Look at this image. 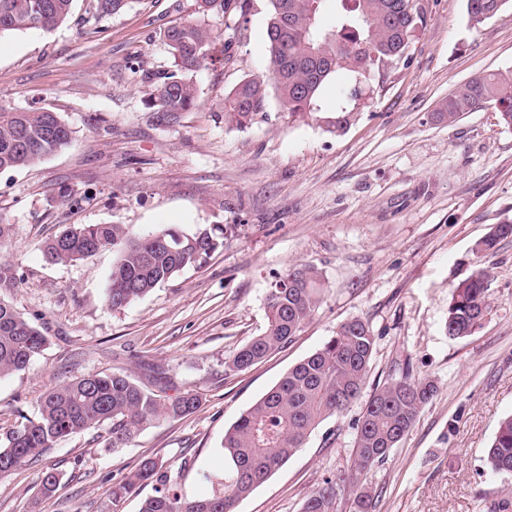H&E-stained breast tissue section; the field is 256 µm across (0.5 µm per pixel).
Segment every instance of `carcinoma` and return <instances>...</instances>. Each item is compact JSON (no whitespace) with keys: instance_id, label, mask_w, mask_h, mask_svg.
I'll return each mask as SVG.
<instances>
[{"instance_id":"carcinoma-1","label":"carcinoma","mask_w":512,"mask_h":512,"mask_svg":"<svg viewBox=\"0 0 512 512\" xmlns=\"http://www.w3.org/2000/svg\"><path fill=\"white\" fill-rule=\"evenodd\" d=\"M512 0H466L468 16L481 23ZM73 0H0V34L11 31H50L71 13ZM328 0H270L267 23L270 82L248 79L228 94L225 119L246 127L264 112L274 91L289 115L302 117L318 111L317 101L333 79L340 80L342 101L337 115L327 121L331 132L343 130L358 109L364 79L384 61L405 57L407 39L423 24L419 0H333L334 21L323 20ZM202 13L241 15L248 0H197ZM128 0H91V18L99 21L119 13ZM177 70L195 72L210 58L211 34L192 22L172 26L163 34ZM197 105L195 84L174 73L155 96L154 112L161 121L176 122ZM484 105L512 127V72H483L457 86L441 104L437 117L452 123ZM72 132L61 117L46 108L0 112V173L34 166L67 147ZM512 237V224H498L475 246L481 258L496 242ZM224 247V225L198 224L191 229L170 226L134 235L124 224H81L41 244L54 264L82 260L111 248L117 260L109 275L105 301L121 309L149 294L175 274L201 265ZM487 271L478 265L458 283L448 305L446 333L472 335L485 318L489 304ZM23 280L17 270L0 263V291ZM319 272L294 265L275 278L266 297L267 326L232 353L225 367L245 371L283 348L301 330L322 302ZM47 343L43 333L11 304L0 298V378L22 372L41 356ZM375 339L360 319L341 323L324 345L290 368L279 382L257 400L224 432L222 475L211 493L183 494L170 470L146 458L112 486V502L121 501L137 487L152 483L154 493L142 500L139 512H236L237 502L264 484L300 448L326 419L342 412L365 388ZM431 379L405 373L378 386L366 400L355 427L354 460L350 474L316 490L301 512H334L337 489L345 485L352 496L350 512H371L373 498L359 485L358 475L383 461L399 447L413 428L421 409L435 396ZM198 395L185 392L171 398L144 389L128 373H97L76 378L48 390L40 399L38 416L0 434V474L15 463L36 462L56 443L105 423L110 445L128 448L137 435L160 419L177 420L195 413ZM496 474L512 475V415L502 419L485 458ZM59 475L39 477L40 493L51 496Z\"/></svg>"}]
</instances>
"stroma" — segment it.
<instances>
[{
  "instance_id": "obj_1",
  "label": "stroma",
  "mask_w": 512,
  "mask_h": 512,
  "mask_svg": "<svg viewBox=\"0 0 512 512\" xmlns=\"http://www.w3.org/2000/svg\"><path fill=\"white\" fill-rule=\"evenodd\" d=\"M90 4L74 0L53 30L0 34V109L44 107L72 132L61 152L0 174V221L12 227L0 262L23 276L5 298L47 338L28 369L0 379V429L35 417L47 390L83 375L127 372L153 386L144 361L163 371L168 396L189 391L201 406L153 423L127 448H109L105 425L57 442L0 475V512H138L152 486L116 504L112 485L146 458L178 471L186 495L209 493L225 431L352 318L375 338L368 386L406 370L438 386L400 446L364 475L374 512H496L512 501V475L484 460L512 414V237L474 253L494 225L512 222V127L489 107L451 124L433 117L469 77L512 70V7L476 24L465 0H425L407 65L372 75L369 99L334 134L321 122L336 109L332 93L300 119L274 98L248 127L224 119L232 88L270 77L269 0H250L244 16L203 15L195 0H130L99 21ZM185 21L210 30L212 59L193 75L196 107L161 124L152 101L176 71L163 32ZM76 224L136 234L221 224L224 247L115 310L105 302L112 249L67 265L41 252ZM297 264L320 273L321 308L262 363L226 371L225 359L264 331L272 281ZM478 264L488 313L473 335L449 337L451 294ZM364 404L323 422L236 512H300L349 472ZM46 470L60 476L49 497L37 482Z\"/></svg>"
}]
</instances>
